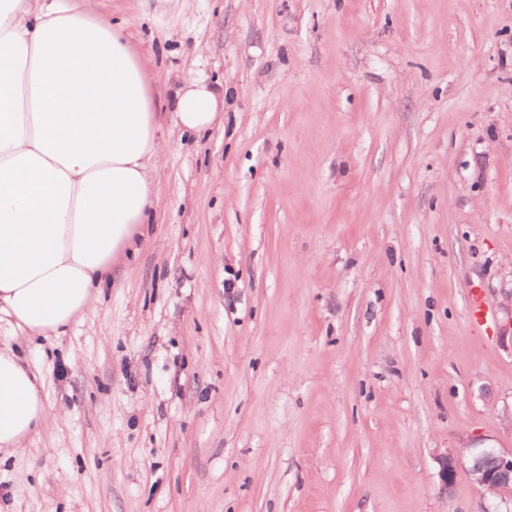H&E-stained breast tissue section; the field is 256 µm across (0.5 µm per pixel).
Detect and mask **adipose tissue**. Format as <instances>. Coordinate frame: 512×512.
Wrapping results in <instances>:
<instances>
[{
    "label": "adipose tissue",
    "mask_w": 512,
    "mask_h": 512,
    "mask_svg": "<svg viewBox=\"0 0 512 512\" xmlns=\"http://www.w3.org/2000/svg\"><path fill=\"white\" fill-rule=\"evenodd\" d=\"M224 96L202 78L174 90L186 132ZM146 60L81 0H0V318L59 336L118 259L136 253L164 169ZM39 378L0 347V452L46 421Z\"/></svg>",
    "instance_id": "obj_1"
}]
</instances>
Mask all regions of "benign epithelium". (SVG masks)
<instances>
[{
  "label": "benign epithelium",
  "instance_id": "7a95c632",
  "mask_svg": "<svg viewBox=\"0 0 512 512\" xmlns=\"http://www.w3.org/2000/svg\"><path fill=\"white\" fill-rule=\"evenodd\" d=\"M485 442L486 439L478 437L461 452H446L436 457L441 489L447 495L453 493L456 475L463 466L464 458ZM483 452L487 454L486 462L467 469L482 498L489 501V505H481L480 512H512V448L485 447Z\"/></svg>",
  "mask_w": 512,
  "mask_h": 512
}]
</instances>
